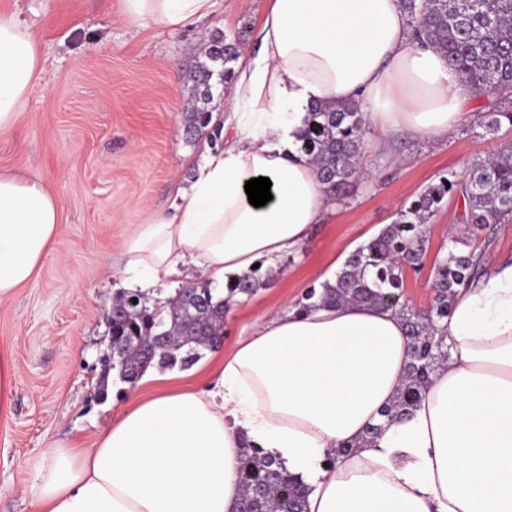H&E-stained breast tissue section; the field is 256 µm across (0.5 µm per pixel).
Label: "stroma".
Segmentation results:
<instances>
[{
    "mask_svg": "<svg viewBox=\"0 0 512 512\" xmlns=\"http://www.w3.org/2000/svg\"><path fill=\"white\" fill-rule=\"evenodd\" d=\"M18 9L38 38L45 76L31 92L12 132L0 136V173L42 181L61 203L55 250L35 276L0 303V344L13 350L17 385L13 418L0 429V512H34L24 489L29 458L56 443L92 447L127 405L95 388L108 352L104 309L122 285L113 266L134 225L174 200L204 154L203 139H188L184 107L192 75L211 35L238 41L234 68L259 50L269 0H219L207 19L172 31L148 21L129 26L121 0H0ZM486 97L472 98L470 121L442 141L408 132L364 138L363 171L332 198L297 251L277 260L273 279L235 299L224 315L217 352L186 370H164L162 385H204L217 354L228 355L270 314L300 303L321 285L332 261L346 260L393 223L428 185L463 181L468 164L511 140L486 135ZM458 192L444 198L426 224L429 256L448 244V229L467 234Z\"/></svg>",
    "mask_w": 512,
    "mask_h": 512,
    "instance_id": "stroma-1",
    "label": "stroma"
}]
</instances>
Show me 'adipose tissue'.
Masks as SVG:
<instances>
[{"label": "adipose tissue", "instance_id": "1", "mask_svg": "<svg viewBox=\"0 0 512 512\" xmlns=\"http://www.w3.org/2000/svg\"><path fill=\"white\" fill-rule=\"evenodd\" d=\"M121 2L128 22L177 30L217 0ZM44 75L38 40L18 11L0 9V134ZM472 97L414 39L400 0H270L261 49L224 105L223 145L169 212L126 235L119 277L144 292L191 266L223 298L229 276L300 248L328 209L316 164L296 146L312 103L353 101L382 135L444 139L468 121ZM259 176L272 198L257 208L244 186ZM59 224L42 182L0 174V301L32 279ZM447 333L448 360L418 405L364 445L411 360L401 319L356 304L284 310L204 387L133 392L93 447L33 457L26 494L36 512H238L246 438L309 486L307 512H512V255L483 286L458 291Z\"/></svg>", "mask_w": 512, "mask_h": 512}]
</instances>
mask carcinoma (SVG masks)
Returning a JSON list of instances; mask_svg holds the SVG:
<instances>
[{
	"mask_svg": "<svg viewBox=\"0 0 512 512\" xmlns=\"http://www.w3.org/2000/svg\"><path fill=\"white\" fill-rule=\"evenodd\" d=\"M407 25L413 37L439 51L449 66L472 88L489 96L483 127L495 135L507 121L512 126V103L494 95L512 93V0H402ZM205 56L224 67V87L235 71L228 63L237 58L231 43H211ZM211 70L205 63L193 79L196 106L184 115L191 133L211 123L207 109L213 94ZM366 124L355 102L334 106L315 104L297 136L298 149L312 156L326 192L340 195L349 179L358 173ZM455 183L441 181L428 187L407 210L368 243L357 248L336 273L334 282L310 289L302 309L323 304H359L394 312L403 322L413 347V358L400 392L384 411L392 422L418 402L435 368L448 360L446 322L458 289L481 274L474 251H464L460 237L435 258L431 287L434 304L416 312L406 303L403 265L420 269L428 250L423 225ZM468 204L467 221L476 230L490 224L512 223V152L473 161L461 190ZM264 282L254 273L234 280L227 297L216 300L209 282L180 288L175 295L152 305L133 294H120L112 301V329L108 330L110 357L97 387L105 401L110 384L134 387L148 367L185 370L201 358V350L217 347L222 340L224 312L230 298L250 295ZM164 336L179 337L176 347L161 342ZM239 480L242 497L238 512H305L309 487L284 472L262 450L243 443L240 448Z\"/></svg>",
	"mask_w": 512,
	"mask_h": 512,
	"instance_id": "cac0c4a2",
	"label": "carcinoma"
}]
</instances>
